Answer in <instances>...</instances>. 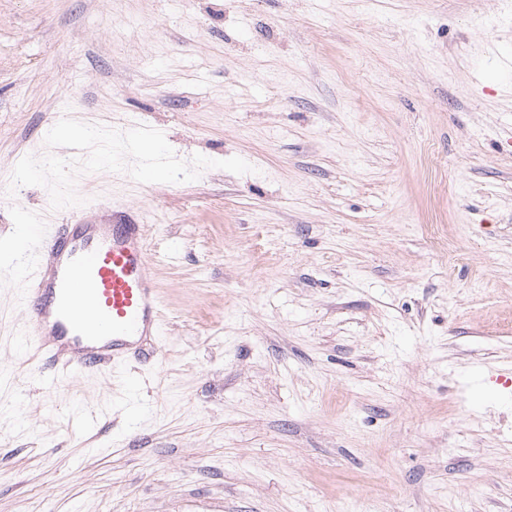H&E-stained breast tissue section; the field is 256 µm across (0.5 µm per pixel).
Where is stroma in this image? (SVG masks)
<instances>
[{"instance_id": "obj_1", "label": "stroma", "mask_w": 512, "mask_h": 512, "mask_svg": "<svg viewBox=\"0 0 512 512\" xmlns=\"http://www.w3.org/2000/svg\"><path fill=\"white\" fill-rule=\"evenodd\" d=\"M0 185V512H512V0H0ZM75 195L165 364L51 403L13 237Z\"/></svg>"}]
</instances>
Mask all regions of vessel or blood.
Returning a JSON list of instances; mask_svg holds the SVG:
<instances>
[{
  "label": "vessel or blood",
  "instance_id": "obj_1",
  "mask_svg": "<svg viewBox=\"0 0 512 512\" xmlns=\"http://www.w3.org/2000/svg\"><path fill=\"white\" fill-rule=\"evenodd\" d=\"M70 206L68 223L52 230L31 225L35 246L23 255L28 273L17 290L26 313L17 333L37 354L29 372L54 367L53 395L62 374L109 372L132 357L161 359L162 304L145 224L128 211L76 198Z\"/></svg>",
  "mask_w": 512,
  "mask_h": 512
}]
</instances>
